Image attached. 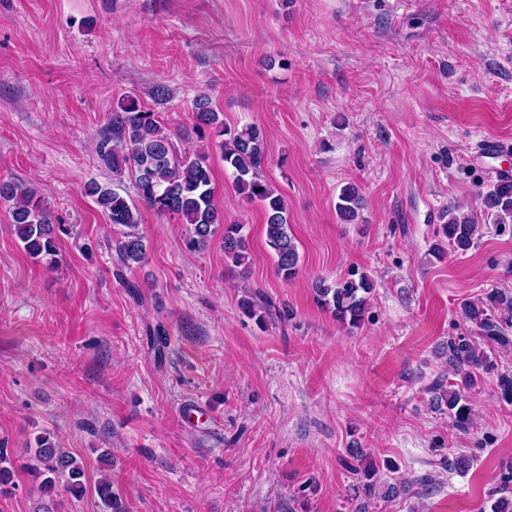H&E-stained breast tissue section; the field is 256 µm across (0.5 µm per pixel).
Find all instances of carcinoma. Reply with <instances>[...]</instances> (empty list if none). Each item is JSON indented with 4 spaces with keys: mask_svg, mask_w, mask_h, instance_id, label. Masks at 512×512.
<instances>
[{
    "mask_svg": "<svg viewBox=\"0 0 512 512\" xmlns=\"http://www.w3.org/2000/svg\"><path fill=\"white\" fill-rule=\"evenodd\" d=\"M193 128L199 134L210 131L221 138L220 148L224 167L231 170L238 192L248 201L258 203L264 213V232L267 245L274 251L277 274L288 281L299 272V253L288 224V204L283 195L265 178L267 139L258 125L240 130L224 126L219 113L210 108L209 100L200 97L193 103ZM100 158L112 170L113 180L120 183L129 174L134 181L136 197L123 195L117 188L92 182L87 192L114 226L127 231L115 243L119 263L125 268L141 264L146 258L143 237L136 231L139 212L136 202L170 216L181 224L189 225L184 246L188 250L202 248L215 232V225H224V257L235 265L245 264L248 243L242 233L243 225L226 222L224 213L215 205L211 169L207 157L177 149L174 134L161 126L155 113L127 95L112 106L105 131L101 134ZM484 216L494 224L512 221V178H500L477 195ZM0 200L13 203L12 222L24 251L32 258L53 256L57 252L49 207L31 188L14 181L0 182ZM362 195L357 185H345L336 202L341 220L352 222L358 217ZM439 240L433 251L440 255L450 250L465 253L475 245L478 225L469 215L458 213L451 206L441 215ZM372 291L365 274L351 272L333 284L321 283L316 287L319 303L329 309L340 324L359 328ZM243 310L261 321L270 315L271 304L266 301L242 300ZM464 322L480 331L476 341L471 336H451L446 349V364L462 375V385L438 381L431 387L430 404L448 413L459 428H467L472 421L469 402L464 389L475 384L476 372L491 371L494 362L489 356L493 348L507 347L512 338L504 327H512V294L490 291L483 297L466 300L460 306ZM37 448L29 457L27 467L43 476L40 488L52 492L56 484L75 496L86 491L83 464L70 452L52 443L49 438L36 439ZM95 491L110 512H125L121 500L112 492V482L101 480Z\"/></svg>",
    "mask_w": 512,
    "mask_h": 512,
    "instance_id": "cac0c4a2",
    "label": "carcinoma"
}]
</instances>
